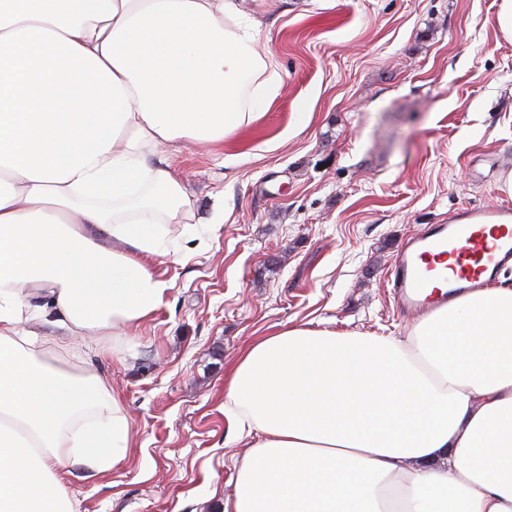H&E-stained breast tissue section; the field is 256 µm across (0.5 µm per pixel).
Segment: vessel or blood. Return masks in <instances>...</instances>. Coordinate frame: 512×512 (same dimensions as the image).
<instances>
[{
	"label": "vessel or blood",
	"mask_w": 512,
	"mask_h": 512,
	"mask_svg": "<svg viewBox=\"0 0 512 512\" xmlns=\"http://www.w3.org/2000/svg\"><path fill=\"white\" fill-rule=\"evenodd\" d=\"M512 267V208L466 209L400 247L387 283L399 304L424 308L468 293Z\"/></svg>",
	"instance_id": "obj_1"
}]
</instances>
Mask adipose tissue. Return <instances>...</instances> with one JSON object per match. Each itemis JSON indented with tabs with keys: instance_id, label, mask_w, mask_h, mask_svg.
<instances>
[{
	"instance_id": "ef3b65f1",
	"label": "adipose tissue",
	"mask_w": 512,
	"mask_h": 512,
	"mask_svg": "<svg viewBox=\"0 0 512 512\" xmlns=\"http://www.w3.org/2000/svg\"><path fill=\"white\" fill-rule=\"evenodd\" d=\"M259 27L237 0H0V512H75L62 472L125 460L120 398L60 360L162 304L149 260L193 205L154 149L259 118L282 84ZM47 317L51 348L28 327ZM224 415L252 437L224 512H512V288L402 338L282 327Z\"/></svg>"
}]
</instances>
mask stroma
Listing matches in <instances>:
<instances>
[{"label":"stroma","mask_w":512,"mask_h":512,"mask_svg":"<svg viewBox=\"0 0 512 512\" xmlns=\"http://www.w3.org/2000/svg\"><path fill=\"white\" fill-rule=\"evenodd\" d=\"M239 3L282 86L224 144L158 149L196 220L172 227L178 257L153 261L163 305L131 339L100 343L129 448L106 475L68 476L76 512H219L246 451L224 416L242 352L310 321L406 336L418 317L387 286L399 247L460 209L512 206V43L496 0Z\"/></svg>","instance_id":"35a3bbf8"}]
</instances>
